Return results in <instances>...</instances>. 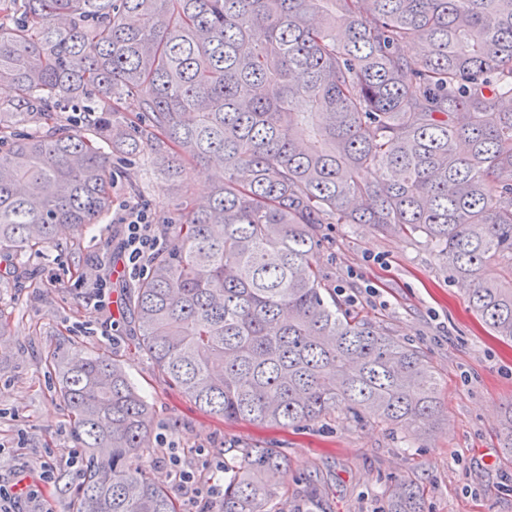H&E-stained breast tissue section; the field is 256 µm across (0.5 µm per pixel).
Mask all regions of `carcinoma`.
<instances>
[{"mask_svg":"<svg viewBox=\"0 0 512 512\" xmlns=\"http://www.w3.org/2000/svg\"><path fill=\"white\" fill-rule=\"evenodd\" d=\"M0 84L16 92L0 110V254L109 213L116 173L87 127L150 155L169 191L185 163L219 166L128 297L140 348L201 412L287 428L338 409L415 437L439 422L431 362L326 296L323 224L423 238L512 343V0H0ZM69 103L85 107L55 122ZM34 114L43 130L12 133ZM46 366L84 451L72 512H179L147 471L150 408L123 364L53 349ZM502 427L512 458V409ZM285 466L243 449L219 512H272ZM422 497L403 480L388 512Z\"/></svg>","mask_w":512,"mask_h":512,"instance_id":"obj_1","label":"carcinoma"}]
</instances>
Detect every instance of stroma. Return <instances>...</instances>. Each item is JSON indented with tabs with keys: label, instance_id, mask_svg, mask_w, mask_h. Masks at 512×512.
Returning <instances> with one entry per match:
<instances>
[{
	"label": "stroma",
	"instance_id": "1",
	"mask_svg": "<svg viewBox=\"0 0 512 512\" xmlns=\"http://www.w3.org/2000/svg\"><path fill=\"white\" fill-rule=\"evenodd\" d=\"M118 172L113 202L147 204L155 229L175 205L163 193L150 157H113ZM121 234L111 219L85 228L74 243L19 256L0 276V312L11 332L0 344V485L30 480L54 457L56 478L43 496L53 512H70L77 449L69 411L45 369L49 350L106 348L148 400L153 448L148 471L164 480V457L177 453L198 465L201 485L223 483L224 472L203 467L207 457L232 461L247 446L273 448L288 459L280 512H387L388 488L407 478L424 489L422 512H512V460L500 448V416L512 404V344L490 336L469 307L460 282L449 278L423 239L384 237L364 224H327L316 263L342 310L388 326L420 350L441 382V421L418 439L344 411L296 428L224 421L200 412L166 385L135 343L123 311L97 308L92 282L107 275Z\"/></svg>",
	"mask_w": 512,
	"mask_h": 512
}]
</instances>
